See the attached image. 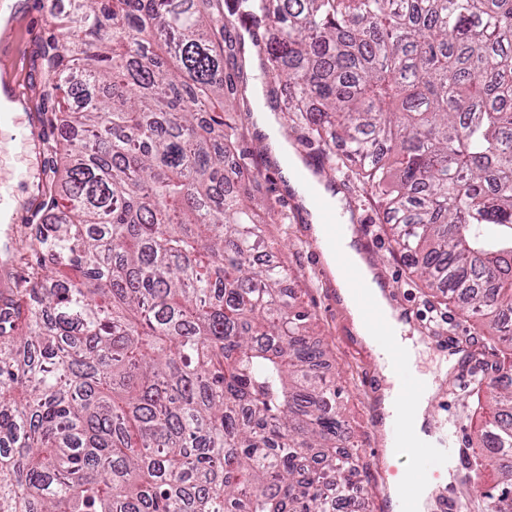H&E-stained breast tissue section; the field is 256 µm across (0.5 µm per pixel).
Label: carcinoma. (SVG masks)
Instances as JSON below:
<instances>
[{
	"label": "carcinoma",
	"instance_id": "cac0c4a2",
	"mask_svg": "<svg viewBox=\"0 0 512 512\" xmlns=\"http://www.w3.org/2000/svg\"><path fill=\"white\" fill-rule=\"evenodd\" d=\"M226 2L265 30L266 108L375 190L512 368V0H71L49 65L85 140L0 295V512H370L326 351L260 260L256 176L227 163ZM472 397L498 482L460 512H512V385Z\"/></svg>",
	"mask_w": 512,
	"mask_h": 512
}]
</instances>
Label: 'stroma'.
I'll return each mask as SVG.
<instances>
[{
  "instance_id": "obj_1",
  "label": "stroma",
  "mask_w": 512,
  "mask_h": 512,
  "mask_svg": "<svg viewBox=\"0 0 512 512\" xmlns=\"http://www.w3.org/2000/svg\"><path fill=\"white\" fill-rule=\"evenodd\" d=\"M69 15V0H24L15 22L0 29V56L9 60L8 67L0 70V82L15 85L24 94L30 111L42 116L44 189L48 192L53 191L63 175L62 135L74 104L63 91L55 89L46 57L60 44L61 27ZM236 120L245 131L242 163L260 176L252 205L267 220L269 235L278 249L277 257L291 270V286L299 290L300 303L311 315L313 332L328 352L323 372L338 380L343 388L340 404L360 456L361 478L372 495L374 512H383L390 479L399 472H416L417 463L405 453L394 458L387 454L380 423L381 391L386 386L380 362L351 334L331 275L312 265L309 218L301 207L293 206L294 195L269 152L265 137L254 131L247 113H238ZM342 191L345 201L366 215L370 235L377 245L375 259L391 274L401 301L410 305L419 320L431 329L475 337L476 354L467 375H460L455 368L439 375L443 351L429 342L416 350L412 369L419 376H435L438 392L428 413L448 416L453 422L455 447L478 448L479 421L472 413L469 391L472 382L484 378L487 369L494 366L497 344L478 338L472 320L460 315L453 306L438 304L431 291L412 276L407 260L395 251L384 232L383 215L369 187L348 178ZM279 213L286 215V223H276Z\"/></svg>"
}]
</instances>
